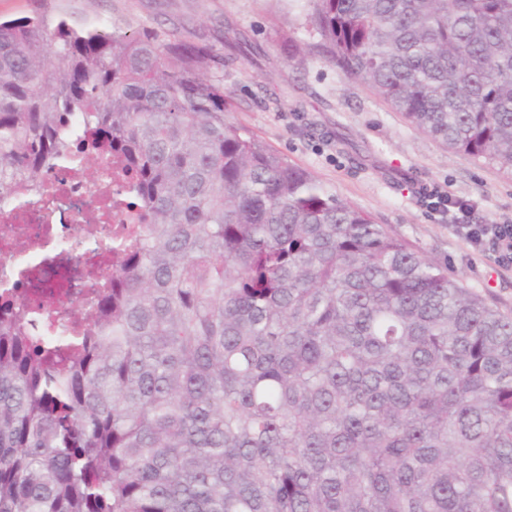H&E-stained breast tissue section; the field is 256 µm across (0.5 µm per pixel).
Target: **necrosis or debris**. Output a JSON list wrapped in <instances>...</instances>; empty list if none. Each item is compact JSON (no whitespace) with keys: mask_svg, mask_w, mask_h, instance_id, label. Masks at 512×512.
<instances>
[{"mask_svg":"<svg viewBox=\"0 0 512 512\" xmlns=\"http://www.w3.org/2000/svg\"><path fill=\"white\" fill-rule=\"evenodd\" d=\"M48 183L54 188L49 206L0 200V288L15 289L34 334L68 336L72 318L89 310L110 276L112 243L143 215L104 211L103 190L123 189L107 166H99L93 181L58 169Z\"/></svg>","mask_w":512,"mask_h":512,"instance_id":"obj_1","label":"necrosis or debris"}]
</instances>
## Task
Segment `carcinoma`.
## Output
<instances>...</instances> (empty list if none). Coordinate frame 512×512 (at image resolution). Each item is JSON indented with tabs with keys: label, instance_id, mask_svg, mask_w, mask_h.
Returning <instances> with one entry per match:
<instances>
[{
	"label": "carcinoma",
	"instance_id": "1",
	"mask_svg": "<svg viewBox=\"0 0 512 512\" xmlns=\"http://www.w3.org/2000/svg\"><path fill=\"white\" fill-rule=\"evenodd\" d=\"M313 3L345 75L512 172V0ZM216 64L0 22V194L105 139L145 214L94 335L0 295V512H512V316L224 123Z\"/></svg>",
	"mask_w": 512,
	"mask_h": 512
}]
</instances>
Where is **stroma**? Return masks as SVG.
<instances>
[{
    "instance_id": "stroma-1",
    "label": "stroma",
    "mask_w": 512,
    "mask_h": 512,
    "mask_svg": "<svg viewBox=\"0 0 512 512\" xmlns=\"http://www.w3.org/2000/svg\"><path fill=\"white\" fill-rule=\"evenodd\" d=\"M311 0H0V18L41 16L78 30L152 29L232 58L227 123L244 128L376 223L390 227L449 278L512 316V266L466 244L421 205L424 184L471 206L472 224L512 221V174L416 129L363 81L328 62L308 26Z\"/></svg>"
}]
</instances>
